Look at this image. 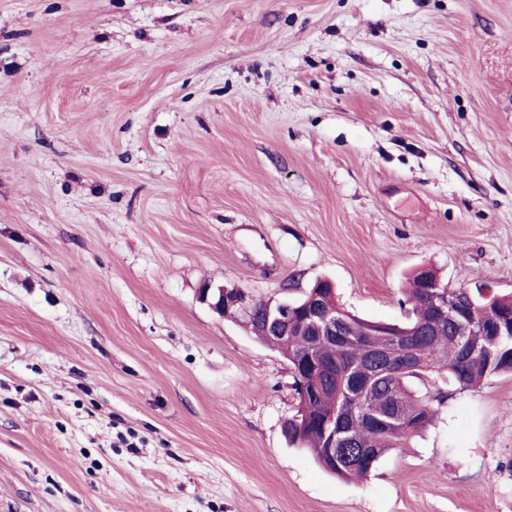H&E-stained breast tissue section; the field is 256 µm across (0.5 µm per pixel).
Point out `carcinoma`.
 Wrapping results in <instances>:
<instances>
[{
	"mask_svg": "<svg viewBox=\"0 0 512 512\" xmlns=\"http://www.w3.org/2000/svg\"><path fill=\"white\" fill-rule=\"evenodd\" d=\"M440 282L437 273H415L410 280L407 322L402 325L363 320L344 310L329 291L324 310L345 322L346 337L316 336L295 331L288 343L279 344L263 336L258 323L267 303L256 300L251 313L233 309L247 331L260 342L271 345L286 359L293 373L297 395L296 413L288 419V443L312 452L318 464L344 481L366 476L390 450L410 443L431 423V400L420 395L412 382L428 374L448 375L459 391L483 384L502 373H512V294L473 292L467 288L448 291V317L437 315L425 277ZM413 344L420 360L405 367L394 366L383 376L382 389L368 392L363 402H347V382L363 368H371L370 355L382 348ZM401 412L395 423L383 422L380 415L390 403ZM343 425L353 437L358 459L354 463L336 460L326 464L325 426L331 419Z\"/></svg>",
	"mask_w": 512,
	"mask_h": 512,
	"instance_id": "cac0c4a2",
	"label": "carcinoma"
}]
</instances>
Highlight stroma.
Segmentation results:
<instances>
[{"label":"stroma","instance_id":"35a3bbf8","mask_svg":"<svg viewBox=\"0 0 512 512\" xmlns=\"http://www.w3.org/2000/svg\"><path fill=\"white\" fill-rule=\"evenodd\" d=\"M512 292V0H0V512H512V373L346 482L198 298Z\"/></svg>","mask_w":512,"mask_h":512}]
</instances>
